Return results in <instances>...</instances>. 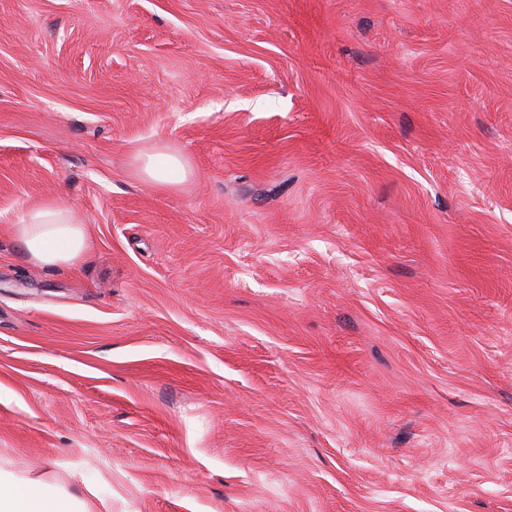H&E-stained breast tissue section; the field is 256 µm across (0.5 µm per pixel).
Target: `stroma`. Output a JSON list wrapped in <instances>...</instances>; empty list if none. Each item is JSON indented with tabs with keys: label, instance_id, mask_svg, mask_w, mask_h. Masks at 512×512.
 I'll return each mask as SVG.
<instances>
[{
	"label": "stroma",
	"instance_id": "obj_1",
	"mask_svg": "<svg viewBox=\"0 0 512 512\" xmlns=\"http://www.w3.org/2000/svg\"><path fill=\"white\" fill-rule=\"evenodd\" d=\"M46 201L73 266L14 234ZM0 466L512 512V0H0ZM142 172L150 180L164 186L182 181L187 174L183 162L177 156H168L163 167L157 166L152 157H148L144 160ZM14 225L25 254L36 264L66 267L81 259L88 249L86 229L60 203L48 201L31 208Z\"/></svg>",
	"mask_w": 512,
	"mask_h": 512
}]
</instances>
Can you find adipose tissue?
Listing matches in <instances>:
<instances>
[{"label":"adipose tissue","mask_w":512,"mask_h":512,"mask_svg":"<svg viewBox=\"0 0 512 512\" xmlns=\"http://www.w3.org/2000/svg\"><path fill=\"white\" fill-rule=\"evenodd\" d=\"M14 233L25 254L36 264L66 267L81 259L87 234L72 212L49 201L25 212ZM0 512H87L70 494L37 478L21 479L0 467Z\"/></svg>","instance_id":"adipose-tissue-1"}]
</instances>
